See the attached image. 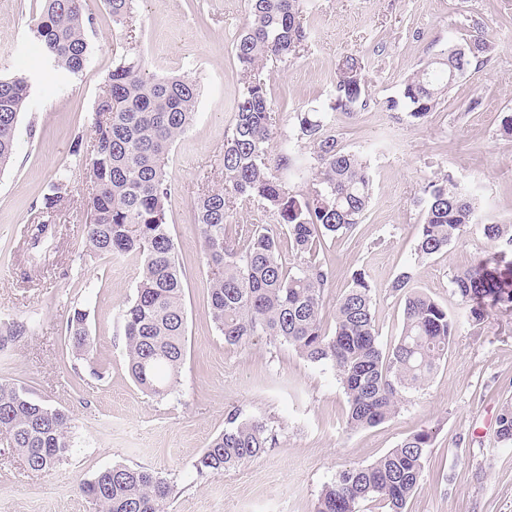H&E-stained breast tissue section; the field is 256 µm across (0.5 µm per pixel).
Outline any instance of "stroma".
I'll list each match as a JSON object with an SVG mask.
<instances>
[{
    "label": "stroma",
    "instance_id": "35a3bbf8",
    "mask_svg": "<svg viewBox=\"0 0 512 512\" xmlns=\"http://www.w3.org/2000/svg\"><path fill=\"white\" fill-rule=\"evenodd\" d=\"M41 6L0 0V76L22 73L29 82L14 155L0 170V323L22 321L29 332L0 349V379L69 409L77 448L53 471L33 473L0 444V512H98L78 485L116 463L170 479L175 492L166 512H314L337 471L370 464L430 428L436 438L407 512H512V448L494 439L496 412L512 399V311L491 312L472 326L451 284L456 271L490 249L479 225L512 223V138L500 132L512 113V0H307L303 50L262 72L278 115L270 155L289 150L308 162L312 148L298 139L295 114L328 103L343 57L366 63L373 106L337 115L331 127L341 146L367 158L371 199L349 238L319 250L333 272L323 294L324 329L334 330L336 301L358 272L370 285L382 348L401 330L404 299L392 282L402 271L459 322L430 383L403 392L384 423L356 431L346 426L347 398L333 370L264 336L244 349L225 346L211 321L194 202L224 184V137L242 87L233 42L248 20L247 0H133L129 27L115 22L105 0H85L89 56L76 75L39 52L32 29ZM478 30L493 43L488 61L452 83L433 112L416 122L406 111L383 109L413 71ZM116 43L147 72L188 75L200 92L196 118L167 161L187 356L179 384L163 399L142 393L124 363L120 314L136 290L137 259L93 256L84 245L83 199L91 185L72 147L92 143ZM63 172L71 191L44 242L32 248L42 197ZM444 174L478 199L477 223L448 250L421 258L419 202L427 182ZM76 307L88 315L104 378L75 365L65 347V322ZM235 408L264 420L276 447L234 471L198 475L195 461Z\"/></svg>",
    "mask_w": 512,
    "mask_h": 512
}]
</instances>
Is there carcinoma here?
<instances>
[{
    "label": "carcinoma",
    "instance_id": "obj_1",
    "mask_svg": "<svg viewBox=\"0 0 512 512\" xmlns=\"http://www.w3.org/2000/svg\"><path fill=\"white\" fill-rule=\"evenodd\" d=\"M119 21L131 14V0H106ZM249 22L234 46L243 85L230 134L224 138V186L201 195L194 206L210 283V316L230 347L246 348L257 336L292 347L305 361L329 367L347 397V426H376L396 414L400 393L422 389L436 373L459 331L448 311L411 288L404 272L392 288L404 297L403 325L397 341L383 352L379 345L370 287L361 273L336 302V325L327 332L320 312L332 273L310 258L292 271L282 257L281 237L299 257L310 256L317 242L344 238L361 223L371 196V175L362 154L345 150L331 134L336 113L352 115L370 107L365 66L356 55L339 67L327 106L296 115L298 138L311 144L316 164L306 168L288 153L268 157L277 123L261 71L270 61L299 54L308 40L300 21L304 0H248ZM42 54L76 74L88 56L83 0H43L33 28ZM491 42L474 35L462 45L448 44L436 66L407 77L400 94L386 108L400 106L422 119L447 92L451 71H468L485 62ZM198 86L184 75L158 78L139 60L118 58L98 100L94 144L87 163L91 191L85 199L89 222L86 245L93 255L133 256L140 260L134 297L122 310L128 372L139 389L163 399L180 381L186 357V317L182 272L166 222L170 147L196 117ZM28 97L26 77L0 78V167L10 161L19 115ZM308 177L309 191L293 194L283 172ZM60 176L43 195L42 210L52 220L69 195ZM257 200L272 223L252 231L243 244L233 242L230 215L236 200ZM423 221L417 254L424 258L448 249L476 223L475 198L448 174L424 187ZM481 232L494 252L479 255L452 277L454 291L469 304L468 321L480 325L495 308H512V283L493 264L512 253V224H483ZM27 333L14 322L0 329V346ZM67 348L100 377L87 315L74 309L66 321ZM72 413L49 407L29 389L0 381V435L33 472L47 473L74 454ZM495 436L512 446V401L495 418ZM434 432L423 430L403 439L374 462L349 466L325 484L315 512H360L365 501L381 503L384 512H406L408 499L424 477ZM276 445L263 421L228 412L224 430L197 458L199 475L236 469ZM100 512H164L174 484L141 466L114 464L79 486Z\"/></svg>",
    "mask_w": 512,
    "mask_h": 512
}]
</instances>
